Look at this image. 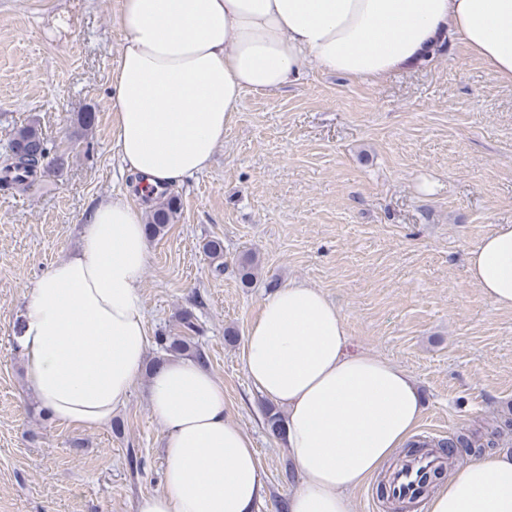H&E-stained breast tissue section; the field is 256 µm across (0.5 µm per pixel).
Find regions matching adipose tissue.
<instances>
[{"label":"adipose tissue","mask_w":512,"mask_h":512,"mask_svg":"<svg viewBox=\"0 0 512 512\" xmlns=\"http://www.w3.org/2000/svg\"><path fill=\"white\" fill-rule=\"evenodd\" d=\"M119 25L114 134L124 168L156 187L210 166L245 91L281 89L311 64L379 82L449 37L512 87V0H122ZM81 240L24 291L30 387L57 421L102 427L146 381L166 467L162 490L136 512H254L264 484L252 439L225 414L223 384L190 359L144 372L142 210L98 200ZM466 264L496 307L512 309V224L469 250ZM348 346L336 305L301 281L268 295L244 338L248 377L284 411L298 476L287 512H352L350 492L417 435L424 399L411 375ZM425 512H512V451L471 455Z\"/></svg>","instance_id":"obj_1"}]
</instances>
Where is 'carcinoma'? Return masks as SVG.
<instances>
[{
	"instance_id": "cac0c4a2",
	"label": "carcinoma",
	"mask_w": 512,
	"mask_h": 512,
	"mask_svg": "<svg viewBox=\"0 0 512 512\" xmlns=\"http://www.w3.org/2000/svg\"><path fill=\"white\" fill-rule=\"evenodd\" d=\"M63 156L51 155L47 141L41 128L35 122L18 128L12 138L8 150L0 156V187L25 191L37 180L40 172L64 165ZM180 201L176 196H169L159 201L147 216L145 231L154 239L163 234L166 228L175 223L180 212ZM204 251L212 261L216 262L215 271H224V246L218 239L207 241ZM240 281L247 286L253 282L258 273V263L253 255H244L239 260ZM180 334H160L155 337L159 356L149 361V371L161 366V362L171 357H194L203 360L199 349L192 345V335L198 332L195 318L191 311L186 310L180 320ZM264 427L269 435L281 438L282 417L271 408L265 410ZM512 433V418L505 417L497 421L486 435V446L499 444L501 437Z\"/></svg>"
}]
</instances>
